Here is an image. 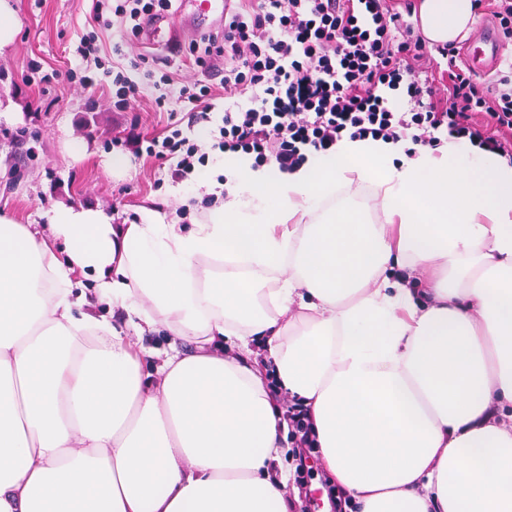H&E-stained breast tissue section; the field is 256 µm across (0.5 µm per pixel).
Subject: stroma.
<instances>
[{
    "label": "stroma",
    "mask_w": 512,
    "mask_h": 512,
    "mask_svg": "<svg viewBox=\"0 0 512 512\" xmlns=\"http://www.w3.org/2000/svg\"><path fill=\"white\" fill-rule=\"evenodd\" d=\"M16 4L22 27L8 60L0 63V100H13L21 109L0 115V213L21 224H44L56 203L68 202L101 206L120 223L142 206L167 213L187 204L191 182H172L160 161L117 143L133 127L147 137L165 131L166 113L151 109L153 88L144 86L140 97L119 110L110 93L66 79L79 64L78 36L95 25L89 0ZM32 60L44 72H56L47 87L26 83ZM71 137L83 139L85 161L66 156ZM119 156L129 166L116 176L110 162Z\"/></svg>",
    "instance_id": "1"
}]
</instances>
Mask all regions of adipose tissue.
Returning <instances> with one entry per match:
<instances>
[{
    "mask_svg": "<svg viewBox=\"0 0 512 512\" xmlns=\"http://www.w3.org/2000/svg\"><path fill=\"white\" fill-rule=\"evenodd\" d=\"M415 19L462 40L474 0ZM223 169L189 226L0 215V512H293L283 397L360 512H512V164L346 137L290 173ZM354 176L372 204L325 208ZM161 330L150 369L137 339Z\"/></svg>",
    "mask_w": 512,
    "mask_h": 512,
    "instance_id": "adipose-tissue-1",
    "label": "adipose tissue"
}]
</instances>
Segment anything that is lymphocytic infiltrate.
Wrapping results in <instances>:
<instances>
[{"mask_svg":"<svg viewBox=\"0 0 512 512\" xmlns=\"http://www.w3.org/2000/svg\"><path fill=\"white\" fill-rule=\"evenodd\" d=\"M175 0H92L104 27L123 38L171 14ZM200 68L225 61L227 93L245 92L248 105L225 109L212 148L275 163L291 171L309 157L335 150L343 137L407 141L436 148L444 134L469 138L480 149L512 158V76L480 85L448 58V94L432 96L434 61L425 40L386 0H231L222 28L189 45ZM154 99L159 112L181 105L189 122L213 111L210 85L176 84L162 73ZM406 100L408 109L398 106ZM135 149L168 163L173 181L190 180L209 154L170 126L163 138L130 137Z\"/></svg>","mask_w":512,"mask_h":512,"instance_id":"1","label":"lymphocytic infiltrate"}]
</instances>
